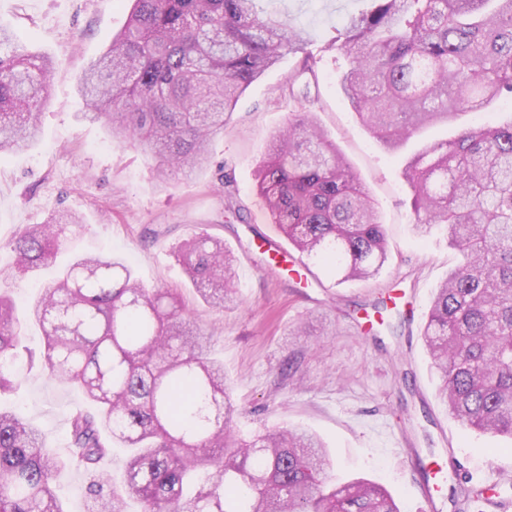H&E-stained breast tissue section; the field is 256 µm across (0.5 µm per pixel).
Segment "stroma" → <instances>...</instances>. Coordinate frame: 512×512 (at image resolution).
Instances as JSON below:
<instances>
[{"mask_svg": "<svg viewBox=\"0 0 512 512\" xmlns=\"http://www.w3.org/2000/svg\"><path fill=\"white\" fill-rule=\"evenodd\" d=\"M306 30L318 53L317 122L335 141L371 193L389 243V259L368 281H346L314 267L308 279L272 272L252 247L263 232L279 243L287 235L269 223L257 191V171L271 136L288 123L284 95L296 60L284 57L241 96L224 131L211 144L213 166L160 179L151 157L113 136L100 121L85 119L79 77L119 33L131 0H0V25L14 34L15 48L53 60L40 108L39 139L26 151L0 159V289L11 290L19 308L37 296L43 276H14L10 242L28 224L56 212L79 215L85 230L69 239L56 259L65 265L84 254L123 259L146 287L179 289L191 320L211 333L224 363V383L236 409L240 434L299 425L318 434L334 461L336 479L363 477L384 485L401 512H416L421 481L404 463L415 449L422 463L454 458L472 483L496 485L512 499V450L506 440L462 429L438 397L439 380L423 343L430 302L458 255L445 232L417 234L412 195L403 177L407 163L426 145L452 138L459 125L512 121V101L437 123L395 148L378 143L340 91L346 61L326 49L331 25L361 10L363 0H273ZM226 162L236 198L247 210L240 222L224 207L215 163ZM147 227L167 228L157 240ZM211 235L230 247L238 299L218 311L190 283L177 250L185 239ZM404 291L414 321L385 313L376 335L361 334L358 313L380 293ZM41 342L30 335L16 357L20 389L0 393V405L38 427L47 447L68 446L69 420L88 408L74 387L49 380L35 355Z\"/></svg>", "mask_w": 512, "mask_h": 512, "instance_id": "obj_1", "label": "stroma"}]
</instances>
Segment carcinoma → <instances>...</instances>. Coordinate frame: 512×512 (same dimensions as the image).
Returning <instances> with one entry per match:
<instances>
[{"label":"carcinoma","instance_id":"cac0c4a2","mask_svg":"<svg viewBox=\"0 0 512 512\" xmlns=\"http://www.w3.org/2000/svg\"><path fill=\"white\" fill-rule=\"evenodd\" d=\"M261 2L133 0L125 28L82 75L88 116L151 154L163 177L209 166L210 141L257 79L285 55L297 58V80L318 63L305 30ZM366 2L326 47L341 50L340 90L384 146L512 98V0ZM51 69L0 27V156L36 137ZM403 176L416 232L444 228L459 254L422 333L439 398L463 428L512 440V122L462 126ZM217 180L244 220L226 166ZM257 180L271 223L299 253L343 281L379 274V211L313 113H289ZM84 229L68 214L25 226L11 242L16 272L40 268ZM180 261L206 303L234 301L223 240H189ZM26 321L41 328L47 377L79 386L100 410L72 414L64 452L0 410V512H66L53 484L68 470L93 478L87 512H127L132 498L143 512H400L376 483H330L325 446L303 428L239 437L206 334L178 293L142 286L120 259H75L22 317L0 293L1 390L22 383L14 350ZM106 431L127 448L118 474L99 470Z\"/></svg>","mask_w":512,"mask_h":512}]
</instances>
